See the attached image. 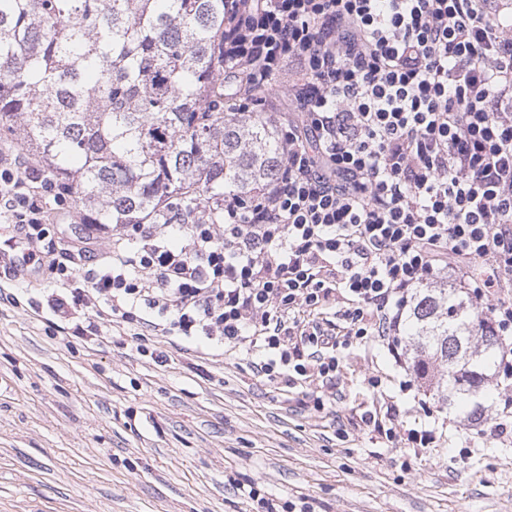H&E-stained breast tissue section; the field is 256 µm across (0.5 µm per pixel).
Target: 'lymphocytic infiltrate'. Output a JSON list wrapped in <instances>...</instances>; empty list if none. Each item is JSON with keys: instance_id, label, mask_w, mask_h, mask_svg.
<instances>
[{"instance_id": "f902f5d3", "label": "lymphocytic infiltrate", "mask_w": 512, "mask_h": 512, "mask_svg": "<svg viewBox=\"0 0 512 512\" xmlns=\"http://www.w3.org/2000/svg\"><path fill=\"white\" fill-rule=\"evenodd\" d=\"M224 77L241 112L288 100L283 162L222 207L89 224L33 161L0 154V223L56 274L65 338L113 325L244 354L253 373L334 386L340 349H395L410 289L459 274L512 381V0H226ZM107 239L104 255L91 243ZM359 427L428 449L435 431Z\"/></svg>"}]
</instances>
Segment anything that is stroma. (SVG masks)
Segmentation results:
<instances>
[{
	"instance_id": "stroma-1",
	"label": "stroma",
	"mask_w": 512,
	"mask_h": 512,
	"mask_svg": "<svg viewBox=\"0 0 512 512\" xmlns=\"http://www.w3.org/2000/svg\"><path fill=\"white\" fill-rule=\"evenodd\" d=\"M55 287L0 259V512H257L242 484L311 512H512V443L487 433L512 389L492 387L474 423L416 378L408 342L353 346L335 388L305 384L319 412L210 344L152 336L143 353L128 324L63 344L33 310ZM374 374L404 427L436 429L439 447L355 429Z\"/></svg>"
}]
</instances>
